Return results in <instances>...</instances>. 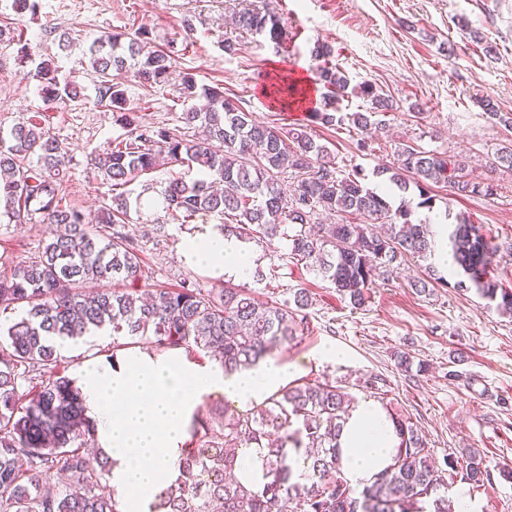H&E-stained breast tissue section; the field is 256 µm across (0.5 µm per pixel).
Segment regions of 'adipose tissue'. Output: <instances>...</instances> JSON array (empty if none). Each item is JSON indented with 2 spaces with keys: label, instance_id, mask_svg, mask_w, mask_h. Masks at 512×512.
Instances as JSON below:
<instances>
[{
  "label": "adipose tissue",
  "instance_id": "1",
  "mask_svg": "<svg viewBox=\"0 0 512 512\" xmlns=\"http://www.w3.org/2000/svg\"><path fill=\"white\" fill-rule=\"evenodd\" d=\"M183 257L213 276L242 279L256 264L245 246L219 232L183 239ZM295 374L288 362L265 358L250 368H201L182 351H130L114 363L81 368L79 387L95 436L112 458V487L132 512H147L178 474L182 444L197 407L219 391L238 408L261 404ZM342 471L355 487L371 484L399 446L395 423L370 398L350 411L339 437Z\"/></svg>",
  "mask_w": 512,
  "mask_h": 512
}]
</instances>
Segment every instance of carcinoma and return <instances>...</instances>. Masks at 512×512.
Listing matches in <instances>:
<instances>
[{
	"instance_id": "obj_1",
	"label": "carcinoma",
	"mask_w": 512,
	"mask_h": 512,
	"mask_svg": "<svg viewBox=\"0 0 512 512\" xmlns=\"http://www.w3.org/2000/svg\"><path fill=\"white\" fill-rule=\"evenodd\" d=\"M197 16L180 20L182 41L168 49L153 45L151 31H103L82 50L94 76L98 105L116 114L125 133L90 158L103 192L97 215L71 203L66 183L72 157L52 132L46 113L22 114L0 127V218L14 224H47L50 232L40 255L0 270V316L23 310L6 330L10 352L0 357V512H121L114 491L101 483L111 461L85 448L94 424L85 414L80 391L63 375L56 342L78 340L109 329L119 337L150 339L159 349L200 350L226 370L253 365L297 342L308 325L312 298L298 288L293 298L262 299L248 288H205L198 283L178 289L154 288L140 293L143 278L137 243L116 230L126 223L131 206L154 204L133 194L130 186L160 168L171 172L159 190L161 208L178 213L185 224L199 218L218 220L226 237L273 240L283 225L292 226L288 255L327 280L359 308L376 281L387 280L400 266L432 255L429 224H415L410 211L393 208L388 197L368 187L360 171L337 176L328 147L315 141L311 124L341 126L349 121L362 134L381 124L378 116L394 110L390 96L370 83L359 85L368 98L366 112L340 113L339 101L349 79L333 63V51L319 44L315 58L322 108L309 122L288 127L253 118L224 87L200 84L191 72L179 74L178 101L184 130L145 125L126 108L130 78L146 94L167 86L180 52L192 44ZM282 17L265 9L234 15V34L218 41L228 55L241 50L245 38L264 35L280 44ZM58 55H67L79 38L69 29L49 28ZM16 46V60L30 66L39 97L52 108L80 102L83 88L63 73L56 56L43 55L31 40L0 15V43ZM276 92L287 105L303 106L310 91L282 82ZM477 104L493 124L512 127V113L501 112L488 97ZM180 171H174L175 167ZM462 156L404 144L395 162L377 171L389 175L399 192L418 191L419 205L431 207V187L445 184L459 195L491 197L498 184L473 181ZM291 174L289 187L281 176ZM340 217L323 227L320 213ZM365 223L357 222L358 218ZM112 233H106V229ZM452 264L471 288L512 315V289L492 275L500 251H512L483 226L456 219L448 233ZM411 287L424 293L448 284L433 266ZM110 282L114 288L86 291L89 284ZM28 385V392L18 388ZM354 405L341 386L299 379L272 394L253 411L227 405L199 406L191 437L203 433L194 448L182 450L177 477L149 505V512H448L447 477L479 489L491 481L486 460L469 452L466 464L450 456L438 466L428 442L407 416L393 417L400 438L393 463L372 484L352 487L340 470L337 444L344 416ZM265 448L266 482L253 490L234 477L235 448ZM302 455L309 481L293 479L289 450ZM64 476L55 492L44 489L51 476Z\"/></svg>"
}]
</instances>
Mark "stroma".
Returning <instances> with one entry per match:
<instances>
[{"label":"stroma","mask_w":512,"mask_h":512,"mask_svg":"<svg viewBox=\"0 0 512 512\" xmlns=\"http://www.w3.org/2000/svg\"><path fill=\"white\" fill-rule=\"evenodd\" d=\"M255 6L273 9L286 20L285 39L276 45L256 35L245 40L239 54H224L217 41L231 14ZM189 11L201 13L204 23L193 47L179 58V70L194 73L199 83L222 85L227 97L270 125L301 123L307 115L272 102L263 92L265 75L288 74L313 83L315 45L332 46L351 84L371 82L396 104L383 118L384 129L373 133L363 149L355 129L314 125L318 141L333 152L338 173L358 169L370 187L390 189L377 170L393 162L401 145L466 157L477 175L496 180V196L458 197L439 188L431 207L414 206L412 221L450 225L462 213L498 240H512V171L489 168L497 149L512 142V128L488 122L477 104L488 96L501 111L512 113V0H40L37 15L14 20L26 38L50 54L57 48L44 40V26L74 30L82 40L58 63L85 86L86 97L50 115L73 159L67 192L85 213L101 204L88 160L121 130L111 112L95 103L93 79L79 63L82 44L103 30L131 33L145 26L161 46ZM126 89L143 123L179 127L182 107L175 86L149 96L132 82ZM42 106L13 48L0 49V125L10 126L19 114ZM124 231L138 244L147 287L236 284L183 259L185 233L175 215L158 213L150 224L134 212ZM48 233L44 224L1 222L0 267L35 258ZM248 247L259 266L275 274L259 282L246 278L244 286L262 298H289L299 288L312 297L301 341L279 353L296 365L297 378L338 383L354 399L370 398L409 416L436 462L475 450L488 465L512 466V317L472 289L439 286L429 294L416 293L410 283L423 274L420 262L377 282L365 305L354 309L327 281L293 264L286 240L252 241ZM330 343L345 349L346 358L314 361L313 351ZM112 351V337L104 330L59 348L58 354L73 378L83 365L111 362ZM401 353L412 359L411 370L399 366ZM461 491L473 512H512V480L500 475L478 490L449 481V499Z\"/></svg>","instance_id":"stroma-1"}]
</instances>
